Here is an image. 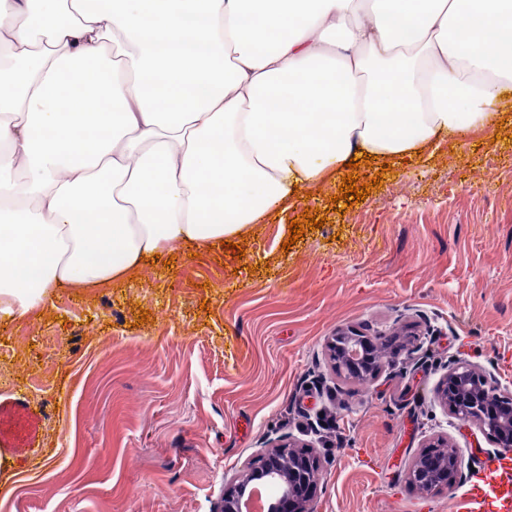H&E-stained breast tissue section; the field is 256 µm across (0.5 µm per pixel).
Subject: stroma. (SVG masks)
<instances>
[{"instance_id":"obj_1","label":"stroma","mask_w":512,"mask_h":512,"mask_svg":"<svg viewBox=\"0 0 512 512\" xmlns=\"http://www.w3.org/2000/svg\"><path fill=\"white\" fill-rule=\"evenodd\" d=\"M354 175L363 202L335 212L332 175L255 225L244 256L177 250L0 318V399L41 417L35 447L0 466V512H218L225 474L284 435L323 460L319 512H457L464 485L423 497L404 471L440 432L472 462L493 455L433 389L459 360L512 388V110ZM315 208L326 224L290 243ZM345 326L413 332L426 363L402 353L346 381L325 354Z\"/></svg>"}]
</instances>
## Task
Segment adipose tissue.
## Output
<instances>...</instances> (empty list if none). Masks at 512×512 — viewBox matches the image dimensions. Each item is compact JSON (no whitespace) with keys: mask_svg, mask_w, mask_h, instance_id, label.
I'll return each mask as SVG.
<instances>
[{"mask_svg":"<svg viewBox=\"0 0 512 512\" xmlns=\"http://www.w3.org/2000/svg\"><path fill=\"white\" fill-rule=\"evenodd\" d=\"M511 105L512 0H0V317Z\"/></svg>","mask_w":512,"mask_h":512,"instance_id":"ef3b65f1","label":"adipose tissue"}]
</instances>
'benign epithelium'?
<instances>
[{
    "label": "benign epithelium",
    "mask_w": 512,
    "mask_h": 512,
    "mask_svg": "<svg viewBox=\"0 0 512 512\" xmlns=\"http://www.w3.org/2000/svg\"><path fill=\"white\" fill-rule=\"evenodd\" d=\"M385 334L360 328L336 331L327 343L334 371L356 382L376 379L384 366ZM443 411L465 426L477 428L496 448L512 453V390L500 387L494 374L468 361L448 365L434 388ZM464 457L446 435H436L412 460L405 478L422 495L449 490L464 477ZM323 462L308 446L279 439L256 463L224 478L220 512H243V498L256 484L270 489L268 512H317Z\"/></svg>",
    "instance_id": "obj_1"
}]
</instances>
